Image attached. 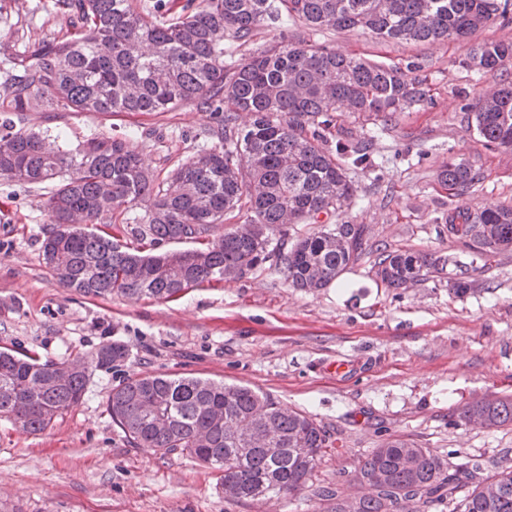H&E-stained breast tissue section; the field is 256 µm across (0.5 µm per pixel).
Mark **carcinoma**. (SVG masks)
<instances>
[{"mask_svg":"<svg viewBox=\"0 0 512 512\" xmlns=\"http://www.w3.org/2000/svg\"><path fill=\"white\" fill-rule=\"evenodd\" d=\"M68 29L8 58L0 97L14 112H169L194 103L215 120L214 140L164 178L152 173L133 138L101 136L72 151L64 135L14 129L0 134V180L51 183L46 269L66 291L89 297L171 300L189 288L242 278L273 259L284 282L315 292L336 281L366 252L362 224L325 226L281 252L269 234L351 203L348 166L369 160L370 144L323 147L334 112L387 118L426 98L424 81L384 65L280 36L237 63L224 64V37L245 40L273 20L314 29L359 30L381 39L429 44L466 40L507 20L509 0H171L170 18L134 0H56ZM512 41H484L462 66L496 82L471 106L489 148L512 149V81L498 78ZM456 196L481 181L479 171L450 163L437 174ZM133 217L132 239L102 230L120 209ZM250 213L224 230V212ZM448 237L489 261L512 247V205L473 213L458 206ZM164 241H190L184 264L155 253ZM375 276L405 288L439 270L441 259L413 249L375 250ZM119 341L89 360L64 366L0 350V419L37 433L81 402L91 375L126 360ZM265 417L253 419L256 408ZM107 412L136 448L178 451L220 472L240 493L231 504L293 496L306 487L332 447L306 414L247 386L185 375H133L112 389ZM474 417L512 425V397L461 408L452 424ZM484 464L443 462L425 448L390 439L364 456L352 479L365 487L351 508L339 493L318 495L330 512H429L444 502L461 512H512V470L480 477Z\"/></svg>","mask_w":512,"mask_h":512,"instance_id":"carcinoma-1","label":"carcinoma"}]
</instances>
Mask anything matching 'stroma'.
<instances>
[{"instance_id": "stroma-1", "label": "stroma", "mask_w": 512, "mask_h": 512, "mask_svg": "<svg viewBox=\"0 0 512 512\" xmlns=\"http://www.w3.org/2000/svg\"><path fill=\"white\" fill-rule=\"evenodd\" d=\"M68 25L55 0H0V81L6 58L27 37L49 39ZM283 32L387 65L417 63L428 90L423 104L384 121L337 113L328 149L367 138L372 146L370 167L349 171L351 205L332 221L365 225L376 247L445 258L443 270L393 289L365 255L337 282L306 293L288 287L269 261L168 301L84 297L59 288L43 262L48 186L0 181V347L57 363L91 357L107 341L129 351L123 363L95 371L81 403L45 431L0 420V512H327L314 488L350 492L359 459L393 438L443 459L454 450L463 461L487 460L491 474L512 460V426L450 422L465 405L512 396V249L486 263L446 230L455 207L512 205V151L489 149L471 125L469 105L489 79L460 65L473 42L512 39V25L431 45L283 21L245 41L225 39V63ZM14 121L63 131L72 150L98 136H132L156 171L213 144L209 113L192 104L174 112L32 111ZM452 159L483 175L455 197L436 178ZM460 262L473 270L463 296L451 289ZM136 373L193 374L260 390L311 416L334 446L296 496L228 506L216 470L177 452L133 447L113 423L108 398Z\"/></svg>"}]
</instances>
